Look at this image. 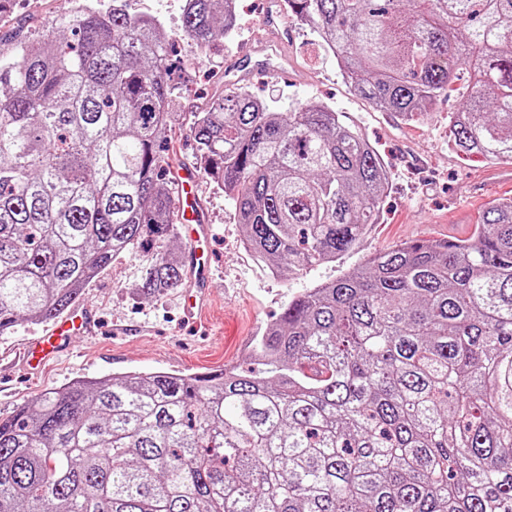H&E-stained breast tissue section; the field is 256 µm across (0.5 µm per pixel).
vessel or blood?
<instances>
[{"instance_id": "vessel-or-blood-1", "label": "vessel or blood", "mask_w": 512, "mask_h": 512, "mask_svg": "<svg viewBox=\"0 0 512 512\" xmlns=\"http://www.w3.org/2000/svg\"><path fill=\"white\" fill-rule=\"evenodd\" d=\"M199 180L196 168L189 165L181 167L176 173L179 186L176 211L189 243L186 256L189 303L185 313L190 321L201 316L208 299L209 270L202 263L201 256L210 242L212 227L206 222L203 204L196 191ZM93 325L91 307L72 310L30 342L24 352L25 364L34 370L41 368L51 355L68 344L70 337L90 331Z\"/></svg>"}]
</instances>
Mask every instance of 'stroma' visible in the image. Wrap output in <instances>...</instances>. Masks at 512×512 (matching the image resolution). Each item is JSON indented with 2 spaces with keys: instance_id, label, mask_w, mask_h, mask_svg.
<instances>
[{
  "instance_id": "1",
  "label": "stroma",
  "mask_w": 512,
  "mask_h": 512,
  "mask_svg": "<svg viewBox=\"0 0 512 512\" xmlns=\"http://www.w3.org/2000/svg\"><path fill=\"white\" fill-rule=\"evenodd\" d=\"M269 2L236 0L235 35L204 53L182 35V0H126L130 12L158 19L174 43V63L186 84L171 106L175 163L195 164L194 113L224 90L226 73L241 47L262 46L274 63H285L287 71L248 81L257 99L280 110L323 102L357 125L382 155L392 173V188L377 224L362 246L340 262L276 277L246 252L242 228L223 193L203 181L200 197L215 231V272L203 323L195 326L184 320L182 288L157 299L137 296L133 286L142 275L143 258L136 253L122 256L85 288L80 299L94 310L92 335L73 337L70 349L41 373H28L23 348L43 331V323L21 322L0 334V419L14 415L37 394L79 379L100 380L131 371L204 374L249 367L254 337L276 321L293 295L404 241L467 238L486 204L512 198L511 163L492 164L449 149L448 115L457 110V98L441 101L428 119L411 123L379 111L353 91L335 58L319 49L310 28H263ZM72 7V0H11L0 11V43L39 37Z\"/></svg>"
}]
</instances>
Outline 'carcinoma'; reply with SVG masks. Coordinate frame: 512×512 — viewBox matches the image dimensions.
I'll return each instance as SVG.
<instances>
[{
    "label": "carcinoma",
    "instance_id": "obj_1",
    "mask_svg": "<svg viewBox=\"0 0 512 512\" xmlns=\"http://www.w3.org/2000/svg\"><path fill=\"white\" fill-rule=\"evenodd\" d=\"M287 2L378 109L418 121L454 92L452 150L512 162V0ZM236 28L233 0L183 11L205 50ZM174 71L124 0L0 50V333L125 253L146 254L140 296L183 283L164 244ZM192 132L273 275L336 262L378 219L390 173L323 103L226 89ZM251 359L38 394L0 420V512H512V198L467 239L404 242L293 297Z\"/></svg>",
    "mask_w": 512,
    "mask_h": 512
}]
</instances>
